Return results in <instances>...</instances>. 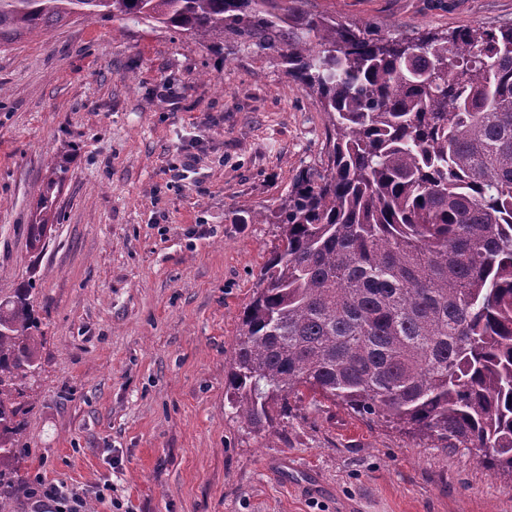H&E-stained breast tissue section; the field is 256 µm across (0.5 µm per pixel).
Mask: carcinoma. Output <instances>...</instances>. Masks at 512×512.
I'll list each match as a JSON object with an SVG mask.
<instances>
[{
    "instance_id": "obj_1",
    "label": "carcinoma",
    "mask_w": 512,
    "mask_h": 512,
    "mask_svg": "<svg viewBox=\"0 0 512 512\" xmlns=\"http://www.w3.org/2000/svg\"><path fill=\"white\" fill-rule=\"evenodd\" d=\"M300 0H0V48L110 16L278 59L319 99L325 158L274 207L239 315L226 397L261 431L304 391L512 477V25L386 40ZM67 168L40 191L53 204ZM48 225H27L30 249ZM35 275L0 297V512L22 480L27 381L44 330Z\"/></svg>"
}]
</instances>
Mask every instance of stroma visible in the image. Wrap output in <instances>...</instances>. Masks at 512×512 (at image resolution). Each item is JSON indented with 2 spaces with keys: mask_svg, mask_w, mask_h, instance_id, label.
<instances>
[{
  "mask_svg": "<svg viewBox=\"0 0 512 512\" xmlns=\"http://www.w3.org/2000/svg\"><path fill=\"white\" fill-rule=\"evenodd\" d=\"M387 39L512 24V0H305ZM206 80H196L198 72ZM0 292L45 325L28 480L111 482L129 512H512V479L329 401L255 431L228 404L238 317L279 243L245 212L319 165L325 115L278 61L107 18L0 49ZM192 148L189 180L172 161ZM66 161L41 253L49 159Z\"/></svg>",
  "mask_w": 512,
  "mask_h": 512,
  "instance_id": "stroma-1",
  "label": "stroma"
}]
</instances>
